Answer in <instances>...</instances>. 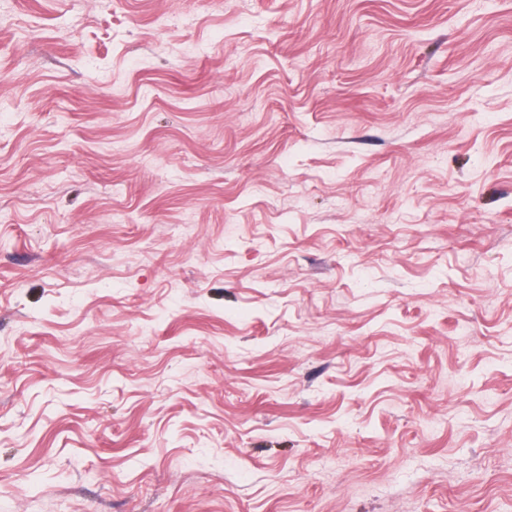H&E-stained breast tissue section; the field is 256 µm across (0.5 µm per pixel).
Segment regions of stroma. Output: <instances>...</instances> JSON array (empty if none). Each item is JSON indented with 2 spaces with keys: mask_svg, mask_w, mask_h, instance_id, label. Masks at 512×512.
I'll return each mask as SVG.
<instances>
[{
  "mask_svg": "<svg viewBox=\"0 0 512 512\" xmlns=\"http://www.w3.org/2000/svg\"><path fill=\"white\" fill-rule=\"evenodd\" d=\"M0 512H512V0H0Z\"/></svg>",
  "mask_w": 512,
  "mask_h": 512,
  "instance_id": "stroma-1",
  "label": "stroma"
}]
</instances>
